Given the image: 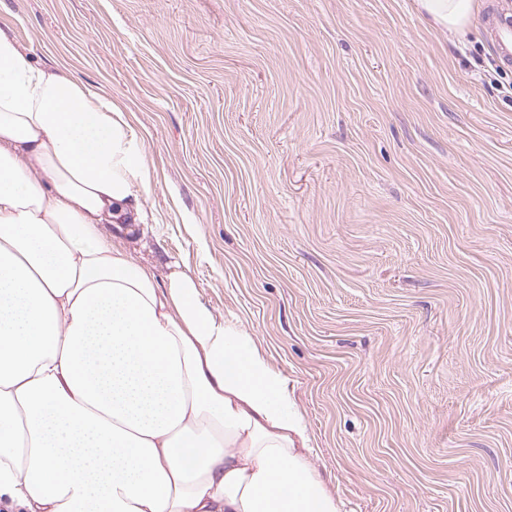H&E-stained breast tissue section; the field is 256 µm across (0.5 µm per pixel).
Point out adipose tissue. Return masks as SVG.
I'll return each mask as SVG.
<instances>
[{"label":"adipose tissue","mask_w":512,"mask_h":512,"mask_svg":"<svg viewBox=\"0 0 512 512\" xmlns=\"http://www.w3.org/2000/svg\"><path fill=\"white\" fill-rule=\"evenodd\" d=\"M461 32L474 0H418ZM145 145L0 31V500L11 512H342L248 334L105 236L147 221Z\"/></svg>","instance_id":"obj_1"}]
</instances>
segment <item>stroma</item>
Returning <instances> with one entry per match:
<instances>
[{"label": "stroma", "instance_id": "stroma-1", "mask_svg": "<svg viewBox=\"0 0 512 512\" xmlns=\"http://www.w3.org/2000/svg\"><path fill=\"white\" fill-rule=\"evenodd\" d=\"M416 0H0L123 112L172 261L251 336L344 512H512V68Z\"/></svg>", "mask_w": 512, "mask_h": 512}]
</instances>
